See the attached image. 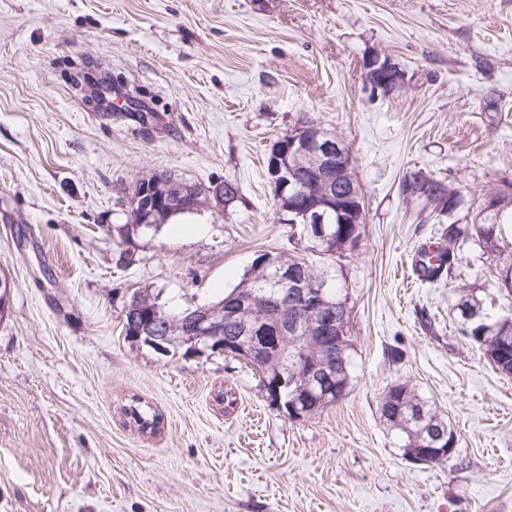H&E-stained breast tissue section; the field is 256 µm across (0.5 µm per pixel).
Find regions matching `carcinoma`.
Segmentation results:
<instances>
[{
  "label": "carcinoma",
  "mask_w": 512,
  "mask_h": 512,
  "mask_svg": "<svg viewBox=\"0 0 512 512\" xmlns=\"http://www.w3.org/2000/svg\"><path fill=\"white\" fill-rule=\"evenodd\" d=\"M430 192L422 198V201L434 205L437 216H452L464 203L465 194L462 191H450L445 184L437 179H429ZM481 219L472 223L460 224L452 221L442 225L439 242L434 245L422 244L415 253L414 271L417 278L424 282L434 283L448 280H456L463 257L462 252L466 245H477L497 256L495 268V287L500 295L509 301L508 306L500 308L496 313L488 312L482 300L471 290L465 288L459 292L457 303L458 331L468 338L483 352L488 363L500 374L509 377L512 375V349L504 355H499L501 338L507 336L512 339V199L496 189L489 192L485 207L479 212ZM363 224H341L336 216L331 215L328 223L323 225V230L333 237V245L330 249H322L315 239L316 228L314 225H303V232L311 242L309 250L325 256V259L317 262L305 255L283 254L265 251L259 254L252 262L240 281L243 288H235L224 293L219 299L207 304L210 315L224 323V335H237V326L230 321L229 309L237 300V295L245 294L251 289H265L268 286L267 278L271 271L268 270L265 261L270 255L281 266H286L297 272L301 287L317 291L324 282H329V301L334 305L345 307L342 319L345 321L343 332V344L346 348V368L339 376L338 382L346 388H352V352L354 351L350 335V308L348 298L341 293L337 282L339 262L347 255L358 250L364 235ZM198 307L184 309H171L161 301L160 294L137 289L132 292L125 302L123 313V329L125 339L133 344L137 340L133 333L137 330L136 319L145 312H152L158 325L169 338V350L172 352L180 348L193 351L197 348L216 349L217 341L208 337H198L195 342H190L188 329L190 327V315L197 311ZM314 312L306 301H298L288 306V318L304 325V330L298 337L288 335V341L284 346L288 347L287 356H282L281 351L270 348V351L260 360H246L253 369L261 374L260 382L267 392L273 394L272 384L285 361L298 364L301 367L316 358L321 357L322 350L320 340L313 329ZM248 320L253 323L255 332H270L277 327V319L266 303L259 299L252 304ZM281 405L285 412H290L288 406L296 403L299 409L304 411L307 419L322 415L330 406L336 404V400H320L304 396L303 380L300 378L289 381L280 388ZM424 412L426 422L421 423L416 417L415 411ZM131 411L138 412L144 424L156 430L160 427L161 414L148 406L140 404L131 405ZM377 411L380 419L390 429L402 434L405 438L404 456L408 457L418 452V442H428L431 439L430 428L433 426L447 430V435L457 434V430L448 420L441 417L435 409L428 404L415 391L408 382H396L385 388L381 394Z\"/></svg>",
  "instance_id": "cac0c4a2"
}]
</instances>
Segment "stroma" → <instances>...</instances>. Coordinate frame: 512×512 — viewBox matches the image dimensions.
<instances>
[{
	"label": "stroma",
	"mask_w": 512,
	"mask_h": 512,
	"mask_svg": "<svg viewBox=\"0 0 512 512\" xmlns=\"http://www.w3.org/2000/svg\"><path fill=\"white\" fill-rule=\"evenodd\" d=\"M413 80L370 97L364 64ZM112 111L74 84L86 61ZM148 122L122 108L125 97ZM349 145L366 204L339 280L353 388L293 420L244 361L125 340L135 289L172 308L222 297L259 252L308 247L280 223L272 144L304 123ZM422 171L466 193V223L512 182V0H0V512H512V378L458 331L447 282L411 258L435 211L400 192ZM238 185L241 205L126 237L141 173ZM495 257L460 285L491 299ZM409 381L459 434L415 465L377 413ZM163 423L142 433L133 400Z\"/></svg>",
	"instance_id": "stroma-1"
}]
</instances>
